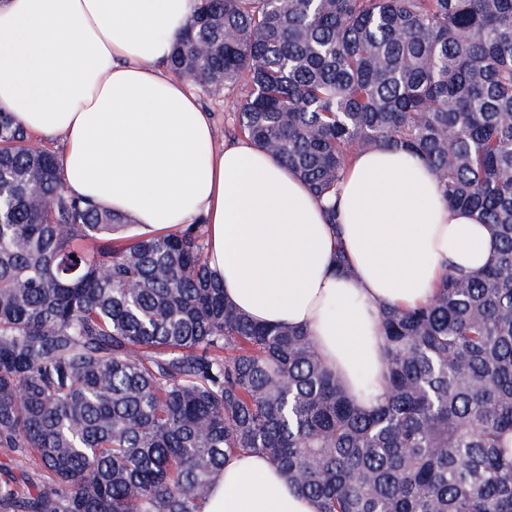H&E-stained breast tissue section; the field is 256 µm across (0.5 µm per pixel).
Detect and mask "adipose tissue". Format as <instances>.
Returning <instances> with one entry per match:
<instances>
[{"mask_svg":"<svg viewBox=\"0 0 512 512\" xmlns=\"http://www.w3.org/2000/svg\"><path fill=\"white\" fill-rule=\"evenodd\" d=\"M197 0H0V109L60 139L66 190L163 232L206 226L207 262L250 319L305 330L346 395L370 407L384 308L427 302L449 266L478 272L489 225L451 207L421 157L361 152L323 200L241 138L214 147L188 81L167 69ZM204 512H318L260 454L229 457Z\"/></svg>","mask_w":512,"mask_h":512,"instance_id":"adipose-tissue-1","label":"adipose tissue"}]
</instances>
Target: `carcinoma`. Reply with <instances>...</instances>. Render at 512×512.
Returning <instances> with one entry per match:
<instances>
[{
  "mask_svg": "<svg viewBox=\"0 0 512 512\" xmlns=\"http://www.w3.org/2000/svg\"><path fill=\"white\" fill-rule=\"evenodd\" d=\"M170 68L244 84L232 135L319 197L360 151L421 156L497 257L383 310L363 408L224 300L205 225L127 234L0 111V512H204L239 450L320 512H512V0H199Z\"/></svg>",
  "mask_w": 512,
  "mask_h": 512,
  "instance_id": "obj_1",
  "label": "carcinoma"
}]
</instances>
